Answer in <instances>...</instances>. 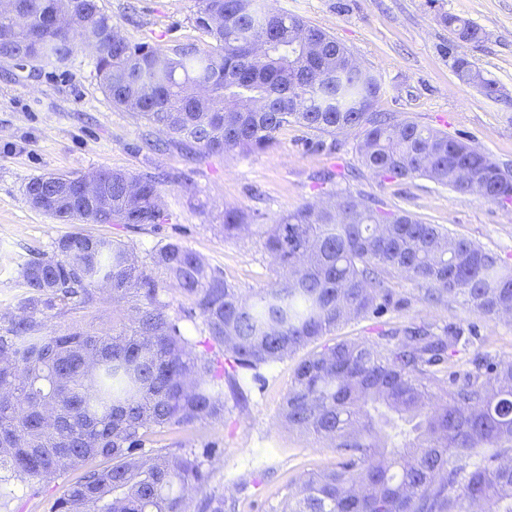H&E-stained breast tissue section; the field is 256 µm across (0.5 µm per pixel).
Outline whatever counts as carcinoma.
I'll list each match as a JSON object with an SVG mask.
<instances>
[{"label":"carcinoma","instance_id":"carcinoma-1","mask_svg":"<svg viewBox=\"0 0 512 512\" xmlns=\"http://www.w3.org/2000/svg\"><path fill=\"white\" fill-rule=\"evenodd\" d=\"M0 59L35 71L65 65L77 46L99 41V85L112 104L138 113L193 158L260 152L291 125L334 136L363 129L360 160L388 179L426 177L466 195L512 204V174L448 133L372 111L380 83L327 32L260 0H199L196 26L210 42L160 48L123 38L100 0H11ZM82 10L88 25L59 29L48 18ZM442 23L454 38L482 30L457 15ZM461 81L488 98L498 84L463 58ZM111 206L81 202L75 176L31 179L33 207L62 223L159 224L155 176L102 169ZM224 210V237L250 229ZM276 264L270 287L245 294L177 241L134 249L74 232L52 253L21 266L24 314L0 329V483L81 476L50 512H190L186 492L202 490L221 450L147 453L165 429L187 428L224 411V387L246 400L238 370H260L316 343L351 319H379L411 304L391 282L422 287V299L454 296L475 314L512 310V266L495 253L406 210H386L343 189L273 224L257 225ZM202 319L204 340L187 337L167 312L168 285ZM106 290L132 312L118 332L89 333L74 321ZM477 338L470 325L382 323L375 336L312 350L295 364L279 417L291 430L335 449L336 467L306 475L284 512H512V361L477 356L457 370ZM206 347L196 351V347ZM224 495H204L195 512H226Z\"/></svg>","mask_w":512,"mask_h":512}]
</instances>
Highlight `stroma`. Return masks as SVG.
Returning a JSON list of instances; mask_svg holds the SVG:
<instances>
[{"label":"stroma","instance_id":"obj_1","mask_svg":"<svg viewBox=\"0 0 512 512\" xmlns=\"http://www.w3.org/2000/svg\"><path fill=\"white\" fill-rule=\"evenodd\" d=\"M273 9L298 16L332 34L379 80L375 111L395 120L448 132L485 151L512 171V0H267ZM121 33L133 42L205 46L195 24L199 0H101ZM444 13L480 26L481 42H463L441 23ZM467 59L498 83L505 99L493 100L463 83L454 68ZM93 53L78 49L67 66L19 69L0 60V314L15 308L22 264L51 251L74 232L34 209L25 195L33 177L52 172L88 175L102 168L158 177L166 219L132 228L86 224L83 232L121 241L147 255L163 241H177L247 291L275 279L259 236L225 238L224 211H244L255 224H272L305 204L324 199L321 176L341 174L340 185L361 198L381 200L422 221L439 224L497 254L512 265V212L477 195H461L421 177L385 179L364 168L363 137L355 128L317 139L286 127L276 145L249 155L229 153L192 160L176 146L153 152L144 142L157 131L136 113L112 105L102 91ZM410 297L404 310L388 314L390 325L429 322L475 325L479 338L469 354L488 352L512 360V320L477 316L455 298L423 300L417 285L395 280ZM295 359L261 371L247 402L224 398V414L174 429L162 444L182 442L203 452L218 444L209 491L234 500L235 512H281L288 485L308 472L336 465L334 449L279 423ZM77 478L69 471L49 481L0 484V512H49L50 503Z\"/></svg>","mask_w":512,"mask_h":512}]
</instances>
